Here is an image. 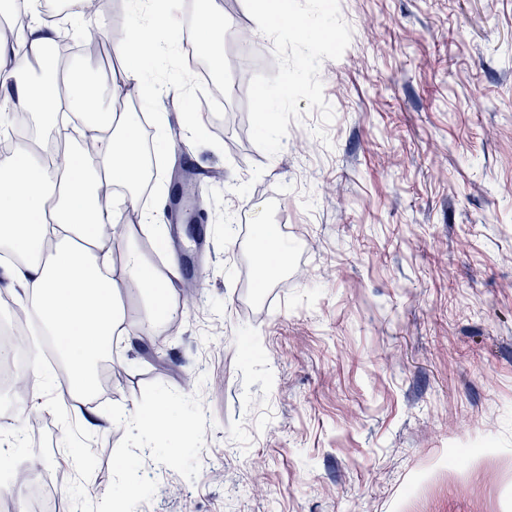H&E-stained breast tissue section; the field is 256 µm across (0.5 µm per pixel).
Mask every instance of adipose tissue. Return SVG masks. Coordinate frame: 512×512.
<instances>
[{
    "mask_svg": "<svg viewBox=\"0 0 512 512\" xmlns=\"http://www.w3.org/2000/svg\"><path fill=\"white\" fill-rule=\"evenodd\" d=\"M173 8V0H148L132 10L133 33L115 47L126 64V79H136L140 65L159 53L155 27L145 22L144 10L167 16ZM20 40L21 55L0 42V72L10 79L7 91L15 108L52 117L71 110L88 113L102 144L97 155L75 151L68 166L54 169L46 161L50 141L41 137L23 143L0 164V252L14 258L9 278L38 308L45 334L53 337L69 368L62 400L87 412L96 361L109 353L114 337L136 335L143 323L155 329L167 321L178 273L170 264L157 274L132 243L121 270H113L112 243L101 237L99 226L138 203V127L129 114L97 111L96 96L73 75L29 80L30 71L45 67L53 35L35 24ZM112 184L124 186L125 194L100 195L101 186ZM126 287L136 288L148 306L143 323L131 321L123 309L119 291Z\"/></svg>",
    "mask_w": 512,
    "mask_h": 512,
    "instance_id": "ef3b65f1",
    "label": "adipose tissue"
}]
</instances>
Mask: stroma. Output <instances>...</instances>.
Here are the masks:
<instances>
[{
  "label": "stroma",
  "instance_id": "obj_1",
  "mask_svg": "<svg viewBox=\"0 0 512 512\" xmlns=\"http://www.w3.org/2000/svg\"><path fill=\"white\" fill-rule=\"evenodd\" d=\"M224 19V103L188 71L182 42L141 74L127 100L164 169L137 214L168 205L176 172L203 168L198 238L166 223L203 288L175 291L171 323L119 337L123 372L90 413L100 502L124 428L151 382L195 377L208 418L201 469L187 480L145 459L158 490L136 512H512V0H340L352 37L320 68L334 119L290 122L282 150L251 140L235 83V33L254 31L253 70L278 72L244 0ZM202 117L191 134V117ZM249 225L240 238V225ZM281 228L259 283L262 227ZM0 430L42 452L37 471L72 512L59 465L63 429L0 386Z\"/></svg>",
  "mask_w": 512,
  "mask_h": 512
}]
</instances>
